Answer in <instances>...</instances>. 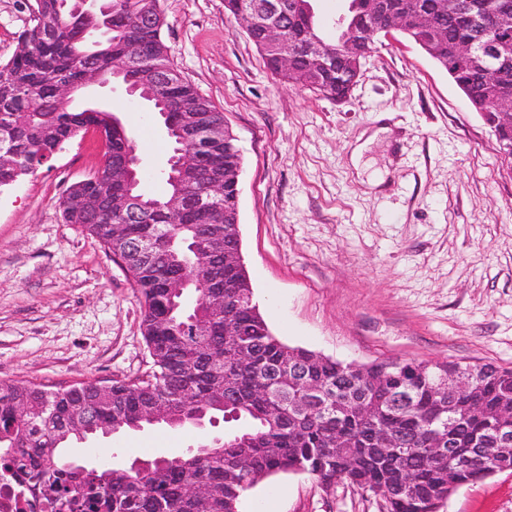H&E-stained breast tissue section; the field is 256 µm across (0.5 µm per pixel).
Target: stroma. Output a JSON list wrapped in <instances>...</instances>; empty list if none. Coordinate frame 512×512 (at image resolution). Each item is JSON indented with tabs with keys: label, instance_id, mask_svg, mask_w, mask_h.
<instances>
[{
	"label": "stroma",
	"instance_id": "obj_1",
	"mask_svg": "<svg viewBox=\"0 0 512 512\" xmlns=\"http://www.w3.org/2000/svg\"><path fill=\"white\" fill-rule=\"evenodd\" d=\"M162 37L243 158L242 255L283 343L343 363L455 361L512 368V168L447 72L402 38L378 43L346 102L275 83L224 0H160ZM142 152L164 195L170 147L117 83L87 90ZM103 149L83 137L0 191V383L49 387L148 373L142 299L61 202ZM222 427H147L94 440V456L173 457ZM239 512H382L372 492L305 473L248 490ZM438 512H512V470L457 487Z\"/></svg>",
	"mask_w": 512,
	"mask_h": 512
}]
</instances>
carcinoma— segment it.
I'll list each match as a JSON object with an SVG mask.
<instances>
[{"mask_svg":"<svg viewBox=\"0 0 512 512\" xmlns=\"http://www.w3.org/2000/svg\"><path fill=\"white\" fill-rule=\"evenodd\" d=\"M404 14H420L426 26L403 36L416 44L439 67L456 57L458 48L494 27L499 14L512 0H394ZM29 26L21 35L15 54L0 63V189L50 166L46 155L93 127L102 134L107 153L119 163L136 159L137 144L131 134L112 138V111L75 109L72 98L58 93L62 81L80 91L86 67L92 66L105 81L125 63L129 46H142L140 67L126 78L141 87L142 99L151 103L173 149L180 148L171 130L182 113L192 110L202 124L223 120L211 100L189 81L178 76L165 90H157L146 72L157 67L174 69L162 39L163 25L143 28L140 18L161 14L159 0H112L120 24L102 36L90 20L68 13L63 0H25ZM336 50V40L324 38L317 19L283 24L281 44L263 43L260 34L250 40L267 68L279 82H294L314 94L343 97L351 73L341 59L320 75L317 62L304 51L308 30ZM293 55L289 76L278 69L283 49ZM453 82L463 84L469 101L479 102L498 92L512 91V58L504 65L496 86H490L480 66L458 62ZM203 175L185 180L169 167L166 194L155 197L141 186L133 195L155 207L152 223L127 224L120 231L109 228L123 221L122 187L103 176L71 184L67 193L82 195L87 206L65 208L63 220L77 224L96 238L109 253L125 246L123 237L155 231L176 238L174 253L161 254L149 266L129 264L134 286L143 299L142 334L154 371L135 380L112 381V396L101 395L97 383L84 381L79 389H50L27 383L0 384V461L4 469L26 476V490L40 499L46 512H239L245 492L265 478L299 470L321 484L327 479L346 480L380 496L384 512H425L427 504L448 493V470L458 484L477 480L505 468L512 470V455L479 459V443L497 429L500 411L512 407V369L486 364L474 387L451 396L434 388L432 376L440 365L395 362L361 366L353 371L314 351L290 347L272 334L253 301L248 275L237 281L224 250V221L235 208L217 207L204 193V182L213 175L232 183L240 177L242 156L236 139L205 159ZM185 200L188 217L181 224L166 223L165 204L175 192ZM112 202V215H101L98 206ZM224 284V309L218 313L204 306L214 281ZM196 295L187 308L185 299ZM243 332L241 343L224 338L225 324ZM301 364L308 376L326 387L321 404L300 412L291 407L296 390L276 388L275 373ZM195 398L193 412L213 425L219 421L242 423L218 438L224 452L200 457L197 449L174 458L151 460L141 476L125 467L80 468L72 463L71 445L79 442L75 423L89 419L96 434L114 430L136 431L150 421L142 414L160 404L172 413L186 410L184 396ZM483 411L470 413L474 403ZM30 410L27 419L17 410ZM454 408L458 425L448 431L447 455L434 454L432 442L439 420ZM389 432L407 442L404 448H385L381 435ZM204 486L201 501L190 493Z\"/></svg>","mask_w":512,"mask_h":512,"instance_id":"1","label":"carcinoma"}]
</instances>
